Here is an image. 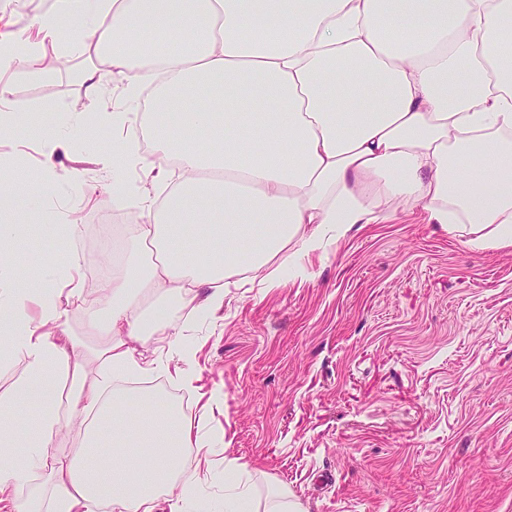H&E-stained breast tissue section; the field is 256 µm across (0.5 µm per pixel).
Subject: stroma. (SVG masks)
I'll return each mask as SVG.
<instances>
[{
	"label": "stroma",
	"instance_id": "1",
	"mask_svg": "<svg viewBox=\"0 0 512 512\" xmlns=\"http://www.w3.org/2000/svg\"><path fill=\"white\" fill-rule=\"evenodd\" d=\"M74 54L47 80L11 85L27 112L78 95ZM118 196L103 187L77 207L75 251L59 226L35 221L26 253L77 256L86 284L111 266L106 233ZM185 341L198 392L164 377L196 418L214 387L223 432L199 499L224 503L223 458L285 485L306 512H512V247L477 250L418 213L366 224L313 255L304 280L231 289Z\"/></svg>",
	"mask_w": 512,
	"mask_h": 512
}]
</instances>
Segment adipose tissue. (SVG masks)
Here are the masks:
<instances>
[{
  "instance_id": "1",
  "label": "adipose tissue",
  "mask_w": 512,
  "mask_h": 512,
  "mask_svg": "<svg viewBox=\"0 0 512 512\" xmlns=\"http://www.w3.org/2000/svg\"><path fill=\"white\" fill-rule=\"evenodd\" d=\"M13 2L0 0V78L48 77V43L57 64L76 51L88 65L37 139L41 189L18 157L0 161V512H203L198 475L223 436L116 378L193 389L182 338L230 288L297 281L311 254L390 214L419 207L477 247L512 246V0H56L23 36ZM145 32L168 43L159 69L144 68ZM130 72L113 96L107 79ZM91 102L112 129L98 173L147 221L89 292L77 261L24 270L5 248L48 215L76 235L56 157L86 151ZM151 301L192 306L166 323L165 351L149 343ZM20 404L31 421L13 418ZM224 512L306 510L228 456Z\"/></svg>"
}]
</instances>
